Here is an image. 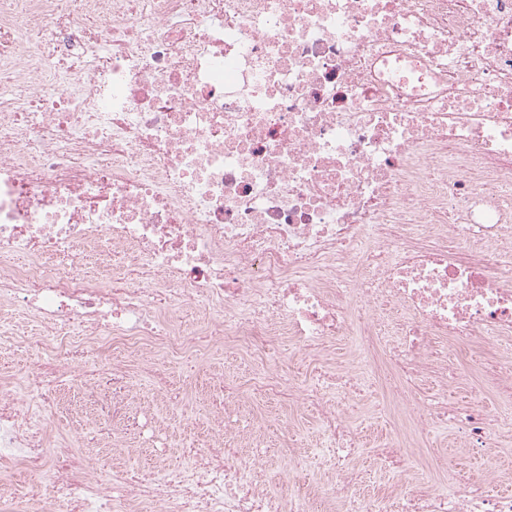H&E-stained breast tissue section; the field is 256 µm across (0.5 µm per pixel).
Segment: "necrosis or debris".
<instances>
[{"instance_id":"4bbe7bcc","label":"necrosis or debris","mask_w":512,"mask_h":512,"mask_svg":"<svg viewBox=\"0 0 512 512\" xmlns=\"http://www.w3.org/2000/svg\"><path fill=\"white\" fill-rule=\"evenodd\" d=\"M0 512H512L406 436L369 487L349 415L371 387L496 456L512 425V0H0ZM194 326H187V313ZM291 343L304 381L276 372ZM350 357L337 363L336 349ZM499 399L427 395L473 347ZM241 355L253 398L313 407L319 472L274 491L233 377L184 464L102 478L83 436L135 407L187 419L170 364ZM39 476L32 497L18 487Z\"/></svg>"}]
</instances>
